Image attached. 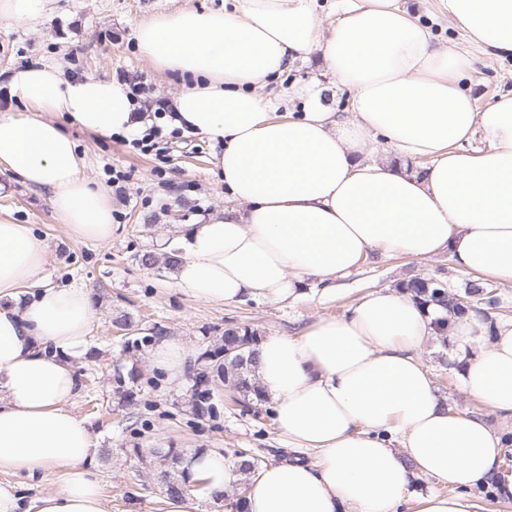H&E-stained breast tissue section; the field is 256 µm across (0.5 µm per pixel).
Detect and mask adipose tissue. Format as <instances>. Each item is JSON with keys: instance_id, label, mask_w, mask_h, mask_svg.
I'll return each mask as SVG.
<instances>
[{"instance_id": "obj_1", "label": "adipose tissue", "mask_w": 512, "mask_h": 512, "mask_svg": "<svg viewBox=\"0 0 512 512\" xmlns=\"http://www.w3.org/2000/svg\"><path fill=\"white\" fill-rule=\"evenodd\" d=\"M139 24L134 39L159 72L181 78L169 128L223 142L216 165L237 204L184 225L175 285L194 300L290 304L335 297L370 252L430 259L512 284V93L477 107L460 81L468 53L437 41L407 0H229ZM469 43L512 58V0H438ZM318 54L352 109L335 112L300 86L307 112L277 111L259 89ZM23 102L0 110V177L48 193L72 238H112V195L52 121L86 132L145 128L117 77L66 75L61 64L11 70ZM481 139L479 149L465 142ZM50 244L0 216V512H109L90 424L70 408L95 319L83 285H45ZM397 287L362 297L296 335L257 347L255 375L298 459L257 470L238 512H477L469 490L492 484L512 505L504 431L449 411L419 350L444 317ZM449 352L461 390L512 423V321L454 318ZM194 354L157 340L152 368L180 382ZM35 487L22 495L17 475ZM240 471L207 449L185 458L187 500L221 501ZM451 487L424 489L420 480Z\"/></svg>"}]
</instances>
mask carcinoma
<instances>
[{
    "mask_svg": "<svg viewBox=\"0 0 512 512\" xmlns=\"http://www.w3.org/2000/svg\"><path fill=\"white\" fill-rule=\"evenodd\" d=\"M406 292L423 304H438L448 308V319L439 321L436 329L443 336L449 324V318L464 315L468 309H478L486 317L502 308L500 297L492 292V285L484 279L470 280V287L465 289V297L455 298L450 291V284L442 278L430 274L415 276L399 283ZM129 336L135 339L126 341L127 347L140 349L152 341V336L142 334L141 321L130 313L123 314L117 319ZM262 340L260 333L250 327H232L224 329V334L218 341L203 339L199 345L194 363V377L206 382L202 390H190L187 404L194 417L198 419L212 418L217 414V408L212 403V390L216 382L222 381L238 395L243 406L255 409L263 402L262 395L255 375L254 362L250 361L255 347ZM112 395L117 404L126 407L137 400L139 392L135 390L134 373H123L118 366L112 373ZM130 454L135 456L141 471L154 472L160 478L164 493L169 499H179L186 494L183 483L177 478L178 467L181 464V454L174 449L163 448H132Z\"/></svg>",
    "mask_w": 512,
    "mask_h": 512,
    "instance_id": "1",
    "label": "carcinoma"
}]
</instances>
